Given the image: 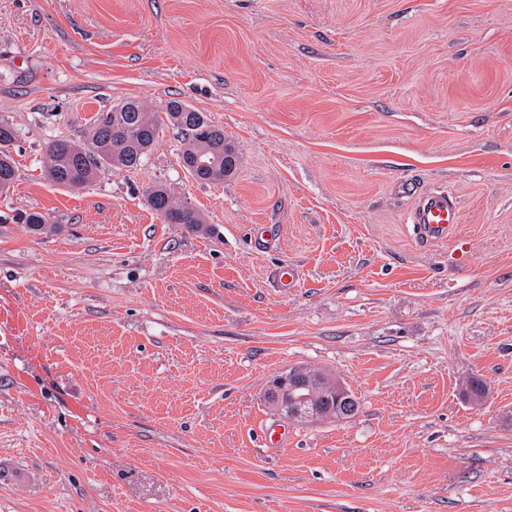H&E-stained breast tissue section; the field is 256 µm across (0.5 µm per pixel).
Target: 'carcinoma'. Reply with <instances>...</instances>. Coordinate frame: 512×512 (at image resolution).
<instances>
[{
	"label": "carcinoma",
	"instance_id": "cac0c4a2",
	"mask_svg": "<svg viewBox=\"0 0 512 512\" xmlns=\"http://www.w3.org/2000/svg\"><path fill=\"white\" fill-rule=\"evenodd\" d=\"M166 120L187 137L181 162L195 181L221 183L236 172L239 162L236 144L224 140V128L212 124L203 113L181 100L171 99L162 117L138 100L126 99L98 114L86 144L78 145L68 139L51 142L46 150V177L58 186L74 187L92 182L104 169H135L155 145L159 129ZM15 139V129L0 122L1 195L8 193L16 180V163L10 154ZM191 146L204 151L203 159L210 165L196 164L189 152ZM146 200L151 209L166 215L169 224L193 227L201 223L193 208L176 202L162 185L150 188ZM20 220L35 232L42 231L50 223L49 216L35 211L22 215Z\"/></svg>",
	"mask_w": 512,
	"mask_h": 512
}]
</instances>
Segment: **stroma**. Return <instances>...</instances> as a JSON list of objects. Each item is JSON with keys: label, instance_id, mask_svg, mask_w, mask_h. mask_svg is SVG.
Returning <instances> with one entry per match:
<instances>
[{"label": "stroma", "instance_id": "stroma-1", "mask_svg": "<svg viewBox=\"0 0 512 512\" xmlns=\"http://www.w3.org/2000/svg\"><path fill=\"white\" fill-rule=\"evenodd\" d=\"M128 98L202 112L236 175L194 181L168 125L137 169L47 180ZM1 121L0 512H512V0H0ZM405 176L458 197L456 237L419 239ZM295 367L358 414L277 416ZM16 139L15 129L8 123L0 122V194H6L16 180L17 168L10 149ZM148 206L157 214L164 212L169 224H188L193 227L201 224L198 213L185 204H179L162 185H155L147 191Z\"/></svg>", "mask_w": 512, "mask_h": 512}]
</instances>
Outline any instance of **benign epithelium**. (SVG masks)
Instances as JSON below:
<instances>
[{
  "label": "benign epithelium",
  "instance_id": "obj_1",
  "mask_svg": "<svg viewBox=\"0 0 512 512\" xmlns=\"http://www.w3.org/2000/svg\"><path fill=\"white\" fill-rule=\"evenodd\" d=\"M269 403L281 414L298 422L320 419L346 420L352 414L349 402L351 397L346 386L334 377L322 374L310 378L303 370L294 369L286 374L274 377L266 385ZM332 392L342 406L335 408L323 405L318 396L320 392Z\"/></svg>",
  "mask_w": 512,
  "mask_h": 512
}]
</instances>
